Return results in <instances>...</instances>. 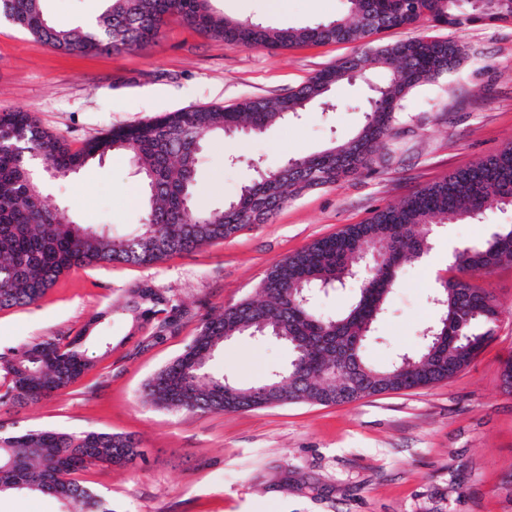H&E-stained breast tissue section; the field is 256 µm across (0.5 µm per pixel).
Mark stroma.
Wrapping results in <instances>:
<instances>
[{
  "instance_id": "stroma-1",
  "label": "stroma",
  "mask_w": 512,
  "mask_h": 512,
  "mask_svg": "<svg viewBox=\"0 0 512 512\" xmlns=\"http://www.w3.org/2000/svg\"><path fill=\"white\" fill-rule=\"evenodd\" d=\"M216 14L271 27H302L342 15L346 0H210ZM103 0H43L46 16L76 27ZM420 23L359 42L287 49L239 47L170 19L160 39L121 53L50 48L0 19V111L31 113L72 149L108 129L167 112L232 106L284 95L340 60L385 42L451 37ZM470 48L458 68L407 98L396 134L372 166L290 200L265 224L165 258L145 268L114 263L74 269L35 305L0 310V347L76 334L104 308L113 313L85 342L95 366L35 405L0 408L16 431L53 428L134 435L143 459L119 468L98 464L80 480L110 499L114 512H512V392L502 385L512 358V266L474 274L498 305L495 335L462 372L429 387L385 393L339 406L294 404L251 411L173 413L146 403L144 381L180 354L204 317L255 296L268 270L317 239L369 219L455 169L512 144V23L457 34ZM368 106L365 84L342 85L332 107L317 106L266 135L209 137L198 170L197 203L215 208L252 181V159L275 166L350 137ZM48 204L69 208L82 224L114 233L142 218L139 177L113 154L63 180L47 182ZM512 224V209L488 211L474 224H439L435 263L407 265L367 343L377 366L414 349L433 321L431 297L448 255ZM146 283L176 294L190 316L155 341L133 332L121 305ZM285 344L240 336L210 364L244 386L266 383L288 364ZM288 473L287 491L274 483Z\"/></svg>"
}]
</instances>
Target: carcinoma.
Returning a JSON list of instances; mask_svg holds the SVG:
<instances>
[{
	"label": "carcinoma",
	"instance_id": "obj_1",
	"mask_svg": "<svg viewBox=\"0 0 512 512\" xmlns=\"http://www.w3.org/2000/svg\"><path fill=\"white\" fill-rule=\"evenodd\" d=\"M106 2L104 11L85 27L53 23L43 12L42 0H0V18L56 49L109 53L156 41L173 16L227 44L270 49L353 42L421 21L454 31L512 23V0H499L491 13L475 6L462 12L457 0H347L344 16L287 29L225 18L213 12L209 0ZM467 55V46L458 39L378 45L317 73L286 96L170 112L112 128L78 150L43 129L28 112H0V310L37 303L73 268L114 262L149 267L172 254L224 240L248 224L267 223L303 190L334 184L368 168L395 134L408 95L442 78ZM369 66L385 73L386 81L378 85L363 125L349 141L290 157L275 167L257 159V178L236 198L216 208L196 205L206 136L247 131L261 137L310 104L324 101L337 84L363 79ZM113 151L125 153L136 168L144 208L139 227L119 237L104 227L82 226L68 210L46 205L43 177L28 166L38 159L44 177L64 179ZM338 156L348 165L336 166ZM504 207H512V145L274 265L259 285V298L204 318L182 353L145 382L144 398L169 411L201 414L274 405L270 399H253L251 387L209 371L224 337L245 333L288 344V366L269 383L287 377L283 390L291 404L340 405L452 378L493 338L500 318L493 298L461 273L512 265V224L499 225L457 252L452 274L433 293L436 318L424 329L417 349L379 368L367 359L365 337L381 316L402 267L429 252L432 225L473 222L489 209ZM358 274L363 283L349 308L335 316L321 312L319 297ZM121 309L155 340L177 332L189 315L168 291L148 284L129 289ZM87 332L85 326L74 336L0 348V407L34 405L82 378L94 366L84 348ZM226 384L240 392L236 399H224ZM140 456V443L130 434L49 428L18 433L0 427V494L47 493L75 505L72 512H114L112 502L77 475L98 463L123 467Z\"/></svg>",
	"mask_w": 512,
	"mask_h": 512
}]
</instances>
